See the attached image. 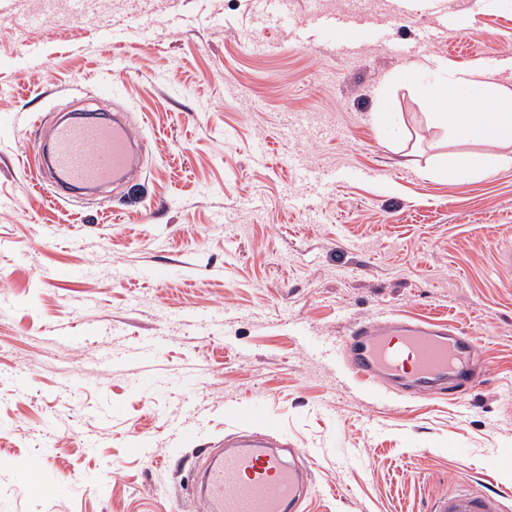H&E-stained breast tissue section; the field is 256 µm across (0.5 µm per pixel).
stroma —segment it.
<instances>
[{"instance_id":"stroma-1","label":"stroma","mask_w":512,"mask_h":512,"mask_svg":"<svg viewBox=\"0 0 512 512\" xmlns=\"http://www.w3.org/2000/svg\"><path fill=\"white\" fill-rule=\"evenodd\" d=\"M54 3L31 27L41 0H0V512H204L194 470L258 398L251 430L308 454L309 512L512 488V165H460L512 141L429 105L452 65L512 84V0H405L346 59L314 16L356 0H290L300 40L258 27L254 0H108L79 20ZM440 14L451 39L397 53ZM87 111L126 113L143 161L78 201L27 162ZM394 315L474 336L480 384L391 403L348 378L337 340Z\"/></svg>"}]
</instances>
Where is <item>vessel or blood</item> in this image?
Instances as JSON below:
<instances>
[{
  "label": "vessel or blood",
  "instance_id": "vessel-or-blood-1",
  "mask_svg": "<svg viewBox=\"0 0 512 512\" xmlns=\"http://www.w3.org/2000/svg\"><path fill=\"white\" fill-rule=\"evenodd\" d=\"M266 26L287 24L283 0H255ZM319 30L336 38V54H353L363 42L365 21L319 15ZM55 184L74 191L98 190L122 180L138 162L135 136L121 119L74 116L58 123L45 149ZM346 368L361 380L400 397L465 392L475 388L474 340L443 320L388 318L363 321L339 342ZM303 451L282 455L270 438L228 433L224 449L199 474L194 493L206 512H301L314 487ZM512 491L463 486L430 499L426 512H503Z\"/></svg>",
  "mask_w": 512,
  "mask_h": 512
}]
</instances>
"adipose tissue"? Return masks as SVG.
I'll use <instances>...</instances> for the list:
<instances>
[{
  "mask_svg": "<svg viewBox=\"0 0 512 512\" xmlns=\"http://www.w3.org/2000/svg\"><path fill=\"white\" fill-rule=\"evenodd\" d=\"M481 91V112L471 109L474 91ZM444 114L449 126H466L487 143L512 139V87L486 80L483 63L467 69L449 68L445 83Z\"/></svg>",
  "mask_w": 512,
  "mask_h": 512,
  "instance_id": "1",
  "label": "adipose tissue"
}]
</instances>
